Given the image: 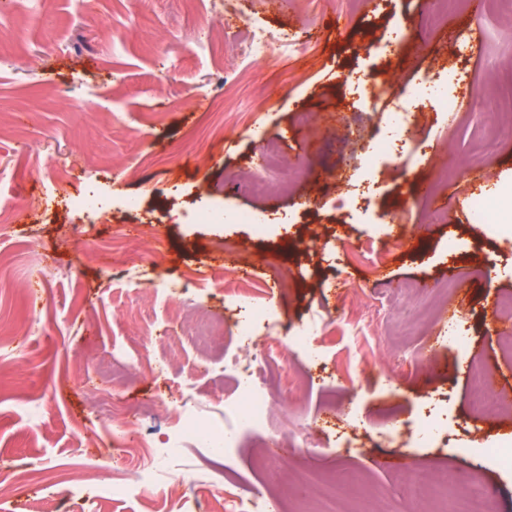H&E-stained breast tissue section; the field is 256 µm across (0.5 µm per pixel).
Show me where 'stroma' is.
<instances>
[{"mask_svg":"<svg viewBox=\"0 0 512 512\" xmlns=\"http://www.w3.org/2000/svg\"><path fill=\"white\" fill-rule=\"evenodd\" d=\"M224 39L188 20L183 0H0V208L12 214L0 265V470L47 469L46 497L21 485L0 512H201L223 494L277 496L284 512H438L408 502L385 458L404 454L432 475L474 477L490 512H512V472L461 454L512 442V416L472 414L481 364L512 401V354L498 296L512 294V223L444 208L500 187L512 203V134L491 116L512 94V0H235ZM425 34L393 47L397 28ZM269 56L225 66L252 29ZM482 29L481 41L470 38ZM463 77L467 108L447 117L427 99L407 144L372 158L394 101L366 90ZM278 140L299 170L286 191L230 186ZM207 163H199V155ZM101 164L94 179L85 160ZM66 181L52 183L60 168ZM99 195L100 213L66 208ZM140 200L139 208L127 200ZM210 208L268 222L198 224ZM143 239L133 251L128 240ZM46 269L38 279L34 270ZM267 301L279 325L311 331L317 355L254 329L250 368L226 284ZM219 323L210 346L176 334L173 314ZM262 380L263 436L228 457L189 444L165 485L133 500L100 498L68 458H114L134 477L186 406L204 425L232 420L238 393L224 369ZM148 417L114 434L115 410ZM437 414L449 439L408 446ZM316 423V445L265 459L286 434Z\"/></svg>","mask_w":512,"mask_h":512,"instance_id":"obj_1","label":"stroma"}]
</instances>
